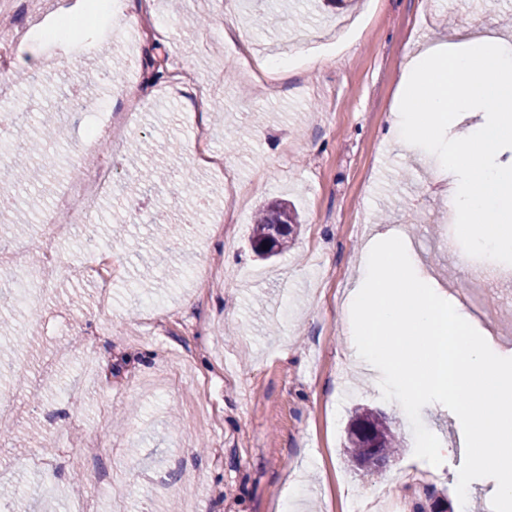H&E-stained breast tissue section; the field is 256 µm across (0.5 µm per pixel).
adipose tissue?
I'll list each match as a JSON object with an SVG mask.
<instances>
[{"label": "adipose tissue", "instance_id": "ef3b65f1", "mask_svg": "<svg viewBox=\"0 0 512 512\" xmlns=\"http://www.w3.org/2000/svg\"><path fill=\"white\" fill-rule=\"evenodd\" d=\"M511 40L493 32L425 49L406 66L407 102L389 128L399 145L419 141L440 156L434 175L449 182L461 233L496 267L512 257V160L491 159L512 144Z\"/></svg>", "mask_w": 512, "mask_h": 512}]
</instances>
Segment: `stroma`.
Returning <instances> with one entry per match:
<instances>
[{"mask_svg":"<svg viewBox=\"0 0 512 512\" xmlns=\"http://www.w3.org/2000/svg\"><path fill=\"white\" fill-rule=\"evenodd\" d=\"M265 8L275 25H252L244 0H119L111 15H76L69 46L30 41L29 67L9 73L14 121L28 136L0 155V171L44 163L56 197L82 168L111 154L117 164L92 228L112 256L110 288L87 277L80 235L61 230L65 266L37 319L0 307L11 325L0 333V356L30 324L39 331L25 382L0 383L11 396V417L0 425L42 431L22 456L0 439V486L28 477L59 512H113L116 483L130 490L126 512H162L170 499L178 512H275L289 474L302 470L309 477L293 512H364L376 499L412 512L429 492L454 501L465 458L458 417L442 405L423 415L449 447L430 469L414 455L398 403L383 400L353 364L337 309L379 232L409 243L419 270L460 296L464 256L443 245L459 235L445 219L447 186L430 183L420 145L400 147L387 129L403 66L423 40L505 30L512 0H355L322 14L297 0H267ZM129 15L161 36L140 37L128 51ZM340 18L346 37H326ZM228 29L234 40H225ZM276 58L287 59L288 73L266 99L244 65ZM104 66L125 82L98 90L109 110L125 111L133 98L146 104L115 153L104 116L70 103ZM172 81L181 87L175 98L163 93ZM201 90L214 106L202 142L194 117ZM46 119L68 137L43 152L32 143ZM90 137L92 152L84 149ZM187 177L203 187L223 180L231 192L210 196L179 245L156 250L152 217L192 206L180 190ZM275 200L301 224L288 251L264 261L249 235L257 210ZM468 306L490 312L476 328L512 350V274L491 275ZM50 378L65 386L53 398L44 389ZM214 380V415L201 425L199 386ZM358 408L384 413L404 440L383 471L343 457Z\"/></svg>","mask_w":512,"mask_h":512,"instance_id":"1","label":"stroma"}]
</instances>
